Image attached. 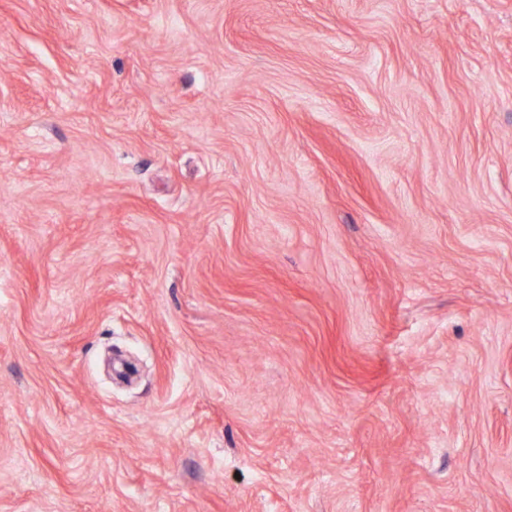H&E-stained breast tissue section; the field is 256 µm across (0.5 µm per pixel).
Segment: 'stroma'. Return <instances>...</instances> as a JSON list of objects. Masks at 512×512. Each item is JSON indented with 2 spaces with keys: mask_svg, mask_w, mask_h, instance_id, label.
Wrapping results in <instances>:
<instances>
[{
  "mask_svg": "<svg viewBox=\"0 0 512 512\" xmlns=\"http://www.w3.org/2000/svg\"><path fill=\"white\" fill-rule=\"evenodd\" d=\"M0 512H512V0H0Z\"/></svg>",
  "mask_w": 512,
  "mask_h": 512,
  "instance_id": "1",
  "label": "stroma"
}]
</instances>
